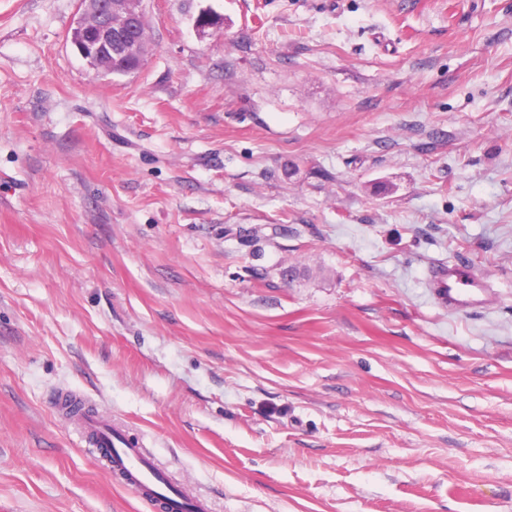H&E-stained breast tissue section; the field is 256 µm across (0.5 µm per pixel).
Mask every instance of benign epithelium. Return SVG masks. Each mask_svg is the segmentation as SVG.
Here are the masks:
<instances>
[{
    "instance_id": "obj_1",
    "label": "benign epithelium",
    "mask_w": 512,
    "mask_h": 512,
    "mask_svg": "<svg viewBox=\"0 0 512 512\" xmlns=\"http://www.w3.org/2000/svg\"><path fill=\"white\" fill-rule=\"evenodd\" d=\"M141 12V0H79L70 42L91 69L110 72L106 58L114 54L136 57L142 39V33L133 28L121 31L113 26Z\"/></svg>"
}]
</instances>
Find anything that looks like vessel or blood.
Segmentation results:
<instances>
[{
	"instance_id": "vessel-or-blood-1",
	"label": "vessel or blood",
	"mask_w": 512,
	"mask_h": 512,
	"mask_svg": "<svg viewBox=\"0 0 512 512\" xmlns=\"http://www.w3.org/2000/svg\"><path fill=\"white\" fill-rule=\"evenodd\" d=\"M433 293L442 303L453 307L480 306L488 295L484 283L470 272L456 268L438 270L433 280ZM84 428L96 440L95 453L109 468L121 474L125 487L152 496L166 512H210L206 500L174 490L153 462L146 457L140 441L113 435L107 417L99 413L86 416Z\"/></svg>"
}]
</instances>
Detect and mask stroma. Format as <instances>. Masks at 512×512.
<instances>
[{
	"label": "stroma",
	"instance_id": "obj_1",
	"mask_svg": "<svg viewBox=\"0 0 512 512\" xmlns=\"http://www.w3.org/2000/svg\"><path fill=\"white\" fill-rule=\"evenodd\" d=\"M78 6L0 0V512H164L69 391L213 512H512V0ZM79 4V16L71 30L70 42L91 69L112 73V68L121 65L112 53L127 58L137 56L142 33L133 28L113 31V26L141 14V0H80ZM113 16H117L118 21H114ZM107 57H112V67L106 66ZM482 281L456 267L441 268L434 276L435 298L448 306L470 308L480 306L488 295Z\"/></svg>",
	"mask_w": 512,
	"mask_h": 512
}]
</instances>
